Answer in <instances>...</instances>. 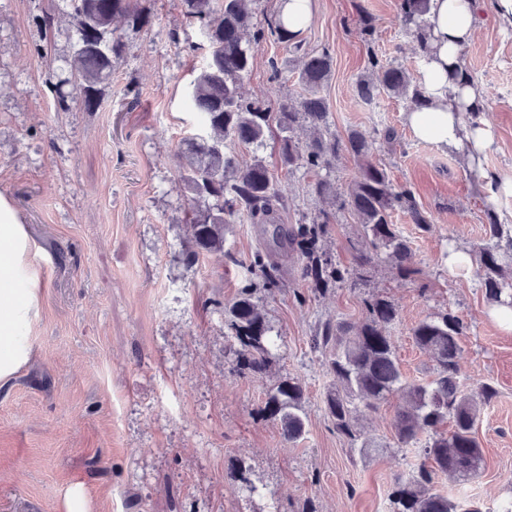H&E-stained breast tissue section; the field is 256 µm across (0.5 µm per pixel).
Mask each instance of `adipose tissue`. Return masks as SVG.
Segmentation results:
<instances>
[{
  "label": "adipose tissue",
  "mask_w": 512,
  "mask_h": 512,
  "mask_svg": "<svg viewBox=\"0 0 512 512\" xmlns=\"http://www.w3.org/2000/svg\"><path fill=\"white\" fill-rule=\"evenodd\" d=\"M479 0H431L430 59L423 65L427 108L408 113L420 139L477 161L492 143L481 120L464 121L463 108L478 110L481 95L459 62L461 49L478 24ZM40 278L37 252L12 202L0 194V381L13 377L28 361L26 329L37 314Z\"/></svg>",
  "instance_id": "adipose-tissue-1"
}]
</instances>
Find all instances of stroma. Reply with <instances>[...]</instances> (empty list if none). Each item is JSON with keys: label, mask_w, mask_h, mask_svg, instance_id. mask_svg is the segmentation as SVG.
<instances>
[{"label": "stroma", "mask_w": 512, "mask_h": 512, "mask_svg": "<svg viewBox=\"0 0 512 512\" xmlns=\"http://www.w3.org/2000/svg\"><path fill=\"white\" fill-rule=\"evenodd\" d=\"M140 6L149 23L120 25L123 52L98 105L75 102L64 111L54 89L73 91L69 0H0V194L27 228L44 283L27 328L30 360L0 382V512H66V493L77 483L88 512H301L307 504L314 512H390L395 476L423 460L416 448L395 443L400 400L360 410L363 433L384 446L361 457L326 412L334 377L328 353L311 346L324 323L360 324L372 296L399 312L391 334L410 381L434 375L412 328L446 310L466 324L464 381L491 383L497 395L477 427L480 476H441L435 488L460 512L473 503L498 512L512 499V331L492 318L479 266L449 270L448 251L476 253L490 216L512 224V196H491L485 181L512 179V27H501L491 0H481L477 33L461 51L493 133L473 168L415 136L404 100L381 91L366 101L355 91L373 55L422 75L415 38L396 20L397 0H313L302 39L306 49L331 56L321 91L330 131L372 139L373 161L394 185L412 190L431 220L422 232L407 212L392 215L415 254L412 279L385 262L359 266L350 210L326 207L309 192L324 177L344 193L357 171L351 156L325 173L282 166L274 132L258 146L233 145L240 164L259 158L272 173L288 204L282 224L328 211L322 247L347 268L349 282L321 293L302 278L295 252L276 249L244 218L227 227L223 256L186 262L193 201L177 173L186 165V140L204 133L187 92L206 61L205 37L181 0ZM47 14L54 26L46 42L39 20ZM364 16L374 26L367 42L358 34ZM242 90L272 112L299 97L285 44H261ZM260 250L283 276L279 290L260 296L276 342L266 372L242 375L224 307L253 281ZM286 376L305 389L308 422L294 443L260 412L268 389ZM241 468L248 483L235 477Z\"/></svg>", "instance_id": "obj_1"}]
</instances>
